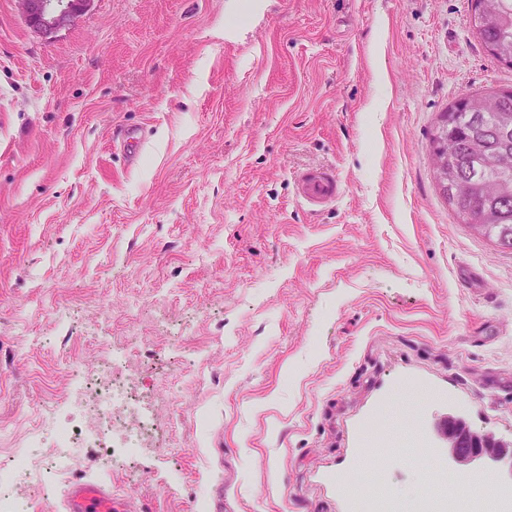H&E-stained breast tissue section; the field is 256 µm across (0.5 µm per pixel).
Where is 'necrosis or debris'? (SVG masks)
Wrapping results in <instances>:
<instances>
[{
  "instance_id": "4bbe7bcc",
  "label": "necrosis or debris",
  "mask_w": 512,
  "mask_h": 512,
  "mask_svg": "<svg viewBox=\"0 0 512 512\" xmlns=\"http://www.w3.org/2000/svg\"><path fill=\"white\" fill-rule=\"evenodd\" d=\"M73 397L79 412L54 400L40 408L41 422L30 435L31 447H41L46 438H53L58 451L45 460L33 459L20 468H0V512H22L10 493V485L18 472L37 473L43 469L62 472L68 467V448L84 440L82 417L92 414L98 421L95 440L105 449V465L132 464L142 460L147 452L157 451L151 423L138 416L133 379L126 368L102 364L96 371L83 373L75 383Z\"/></svg>"
}]
</instances>
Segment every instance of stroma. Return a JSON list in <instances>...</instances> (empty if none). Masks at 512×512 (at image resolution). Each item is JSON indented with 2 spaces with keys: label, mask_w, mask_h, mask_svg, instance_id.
<instances>
[{
  "label": "stroma",
  "mask_w": 512,
  "mask_h": 512,
  "mask_svg": "<svg viewBox=\"0 0 512 512\" xmlns=\"http://www.w3.org/2000/svg\"><path fill=\"white\" fill-rule=\"evenodd\" d=\"M471 14L94 0L46 39L0 0V462L46 456L39 402L120 336L151 347L165 449L109 473L74 449L69 474L14 481L28 512L85 475L135 512H347L374 487L409 512L438 464L362 446L375 411L512 439V252L456 215L429 142L463 94L512 88ZM307 172L333 202L303 199ZM300 181L304 198L313 205L325 203L336 196V182L327 174H305Z\"/></svg>",
  "instance_id": "35a3bbf8"
}]
</instances>
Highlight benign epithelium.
Wrapping results in <instances>:
<instances>
[{
    "mask_svg": "<svg viewBox=\"0 0 512 512\" xmlns=\"http://www.w3.org/2000/svg\"><path fill=\"white\" fill-rule=\"evenodd\" d=\"M21 15L29 28L51 38L85 14L94 0H18ZM440 146L433 152L437 180L448 176V134L441 135ZM432 431L457 464L458 470L469 472L488 460L503 463L512 474V441L493 432L474 429L467 419L456 413L437 418ZM464 448L466 452L459 453Z\"/></svg>",
    "mask_w": 512,
    "mask_h": 512,
    "instance_id": "benign-epithelium-1",
    "label": "benign epithelium"
}]
</instances>
